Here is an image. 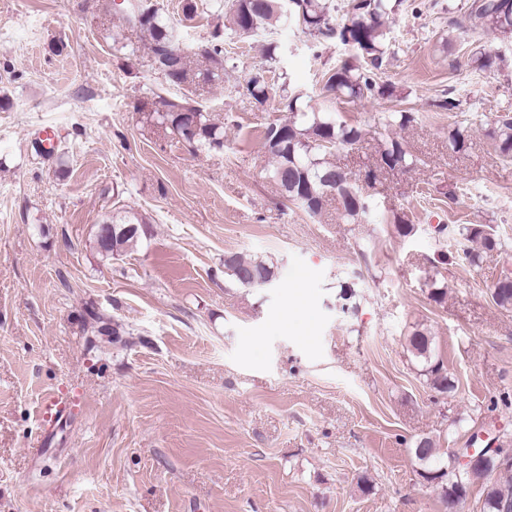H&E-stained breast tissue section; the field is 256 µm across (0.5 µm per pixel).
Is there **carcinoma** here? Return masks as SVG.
I'll return each instance as SVG.
<instances>
[{"label": "carcinoma", "mask_w": 512, "mask_h": 512, "mask_svg": "<svg viewBox=\"0 0 512 512\" xmlns=\"http://www.w3.org/2000/svg\"><path fill=\"white\" fill-rule=\"evenodd\" d=\"M279 0H235L227 30L230 35L250 37L246 22L258 19L256 32H266L283 22L277 8ZM291 16L303 15L305 29L325 40L339 39L354 47L357 55L345 60L336 69L324 74L323 91L328 100L346 99L350 102L389 98L393 87L378 82V71L389 54V17L394 11L392 0H348L345 21L338 27L330 24V0H293L289 4ZM127 27L137 29L146 41L148 54L154 58L156 72L166 83L180 87L190 83L187 51L172 57L168 48L177 45L173 28L163 19L158 9L135 18L132 9L122 14ZM465 20L468 28L493 33L503 39L512 38V0H471L467 4ZM223 33L215 31V43L203 50L206 68L202 80L208 83L224 81L225 59ZM497 55L477 48L471 51V61L479 71L493 67ZM249 94L258 101L269 97V84L258 75L248 81ZM159 108L149 113L157 124L170 130L185 145L192 148L221 149L224 147V128L210 122L196 101L188 94L173 98L158 96ZM284 107L288 118L265 126L263 145L269 155L268 178L281 190L288 201L297 204L307 214L321 215L328 202L339 199L340 218L347 224H361L372 213L371 202L359 193L355 175L330 160L331 151L348 148L363 141L367 132L340 121L336 112L325 106L313 109L303 96L295 94L286 99ZM495 151L504 161H512V114L496 116L486 131ZM467 130L454 127L448 131V143L455 153L467 142ZM380 165L390 170H401L413 163L405 144L396 138L378 143ZM113 225L108 246L96 245L105 257L120 256L140 239V229L127 230L131 224H142L136 214L126 211L104 220ZM436 232H457L480 244V249L466 252L469 263L480 262L481 253L501 246L500 239L488 225H465L459 229L447 224L436 226ZM224 274L245 288H264L275 279V272L262 259L232 254L224 258ZM492 298L501 307H512V276L504 275L493 285ZM408 347L413 356L423 363L432 387L445 394L455 390V381L448 375L443 363L434 358L433 337L425 329H415L408 336ZM411 453L421 465L420 476L438 490L445 512H460L464 496L474 481L483 479L485 512H512V479H491L494 471L512 463L509 450L495 458L471 467L463 461L467 453L450 452L443 456L429 437L415 440Z\"/></svg>", "instance_id": "carcinoma-1"}]
</instances>
